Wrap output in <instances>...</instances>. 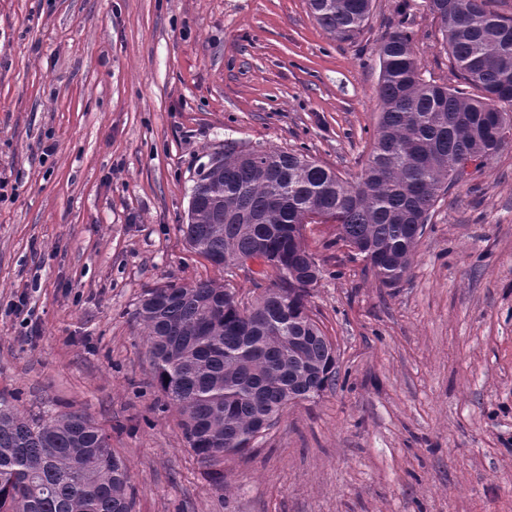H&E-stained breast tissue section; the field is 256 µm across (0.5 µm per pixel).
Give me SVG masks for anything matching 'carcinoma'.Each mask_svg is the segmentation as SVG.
Segmentation results:
<instances>
[{
    "label": "carcinoma",
    "mask_w": 512,
    "mask_h": 512,
    "mask_svg": "<svg viewBox=\"0 0 512 512\" xmlns=\"http://www.w3.org/2000/svg\"><path fill=\"white\" fill-rule=\"evenodd\" d=\"M330 35L353 40L372 0H309ZM470 96L422 78L401 27L377 53L382 102L373 149L349 182L302 153L224 154L193 187L184 236L217 268L257 261L277 270L258 307H242L213 281L148 289L142 321L159 390L181 415L183 436L213 481L224 456L248 450L289 405L336 385L334 343L308 307L321 269L304 245L307 224H335L379 283L398 285L438 198L487 164L512 129V17L485 0H427ZM0 512H133L129 471L82 412L28 417L0 400Z\"/></svg>",
    "instance_id": "obj_1"
}]
</instances>
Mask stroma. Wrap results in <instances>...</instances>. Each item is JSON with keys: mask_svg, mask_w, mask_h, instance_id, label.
Wrapping results in <instances>:
<instances>
[{"mask_svg": "<svg viewBox=\"0 0 512 512\" xmlns=\"http://www.w3.org/2000/svg\"><path fill=\"white\" fill-rule=\"evenodd\" d=\"M401 26L424 79L459 85L425 0H372L352 42L308 0H0V398L87 414L134 512H512V143L436 202L398 287L336 225H307L336 386L225 457L223 487L159 392L136 315L168 283L255 302L251 272L188 246L193 186L228 140L357 180L377 47Z\"/></svg>", "mask_w": 512, "mask_h": 512, "instance_id": "1", "label": "stroma"}]
</instances>
